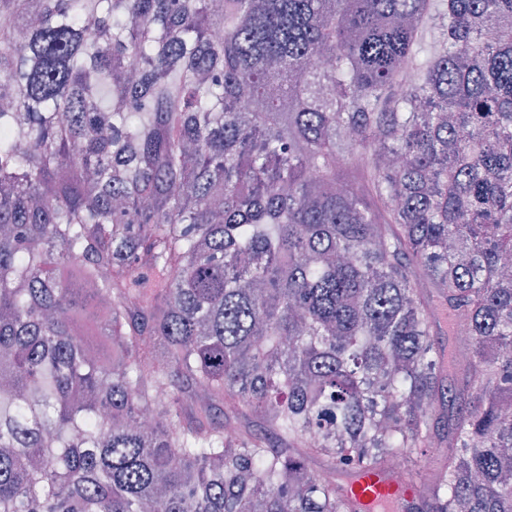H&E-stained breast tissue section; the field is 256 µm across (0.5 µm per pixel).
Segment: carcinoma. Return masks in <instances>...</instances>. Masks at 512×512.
<instances>
[{
	"instance_id": "1",
	"label": "carcinoma",
	"mask_w": 512,
	"mask_h": 512,
	"mask_svg": "<svg viewBox=\"0 0 512 512\" xmlns=\"http://www.w3.org/2000/svg\"><path fill=\"white\" fill-rule=\"evenodd\" d=\"M0 98V512H512V0H0ZM350 486L361 503L363 512H405L413 501V491L402 486L388 473L358 474L350 482Z\"/></svg>"
}]
</instances>
